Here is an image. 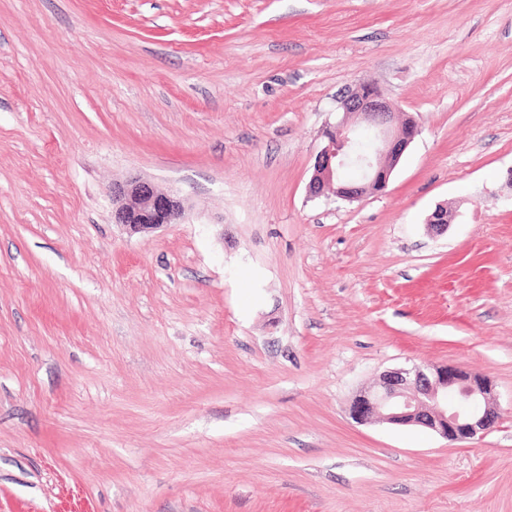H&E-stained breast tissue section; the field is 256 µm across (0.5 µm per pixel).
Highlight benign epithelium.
<instances>
[{
    "mask_svg": "<svg viewBox=\"0 0 512 512\" xmlns=\"http://www.w3.org/2000/svg\"><path fill=\"white\" fill-rule=\"evenodd\" d=\"M341 107L344 118L322 132L325 144L315 157L307 192L319 198L333 186L337 199L354 202L385 190L421 129L411 117L396 120L393 108L370 84H360L348 92ZM351 118L373 131L372 152H356ZM111 194L113 223L131 233L177 224L184 220L188 209L178 190H162L138 178L112 186ZM427 224L435 233H444L450 224L448 210L434 211ZM350 416L358 423L377 418L390 425L421 426L450 441H470L494 426L498 412L492 387L479 372L448 365L411 364L384 372L379 388L356 395Z\"/></svg>",
    "mask_w": 512,
    "mask_h": 512,
    "instance_id": "7a95c632",
    "label": "benign epithelium"
}]
</instances>
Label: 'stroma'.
I'll return each mask as SVG.
<instances>
[{"instance_id":"1","label":"stroma","mask_w":512,"mask_h":512,"mask_svg":"<svg viewBox=\"0 0 512 512\" xmlns=\"http://www.w3.org/2000/svg\"><path fill=\"white\" fill-rule=\"evenodd\" d=\"M358 82L421 134L310 198ZM511 178L512 0H0V512H512ZM409 362L497 423L350 417ZM111 194L113 223L122 224L130 233L178 224L188 209L186 199L178 190H162L138 178L112 185Z\"/></svg>"}]
</instances>
